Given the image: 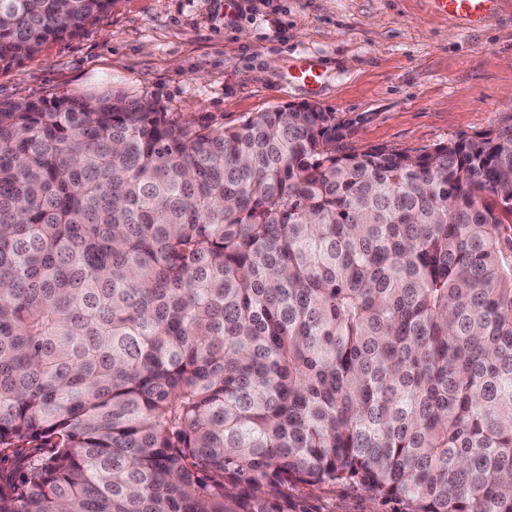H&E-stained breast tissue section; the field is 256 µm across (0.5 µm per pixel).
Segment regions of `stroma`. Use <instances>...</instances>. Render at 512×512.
<instances>
[{
  "instance_id": "stroma-1",
  "label": "stroma",
  "mask_w": 512,
  "mask_h": 512,
  "mask_svg": "<svg viewBox=\"0 0 512 512\" xmlns=\"http://www.w3.org/2000/svg\"><path fill=\"white\" fill-rule=\"evenodd\" d=\"M318 87L292 82L300 60ZM120 94L227 127L290 104L350 123L356 150L410 154L512 129V0L473 28L430 0H117L82 32L0 66V102ZM305 512H400L360 486L288 487Z\"/></svg>"
}]
</instances>
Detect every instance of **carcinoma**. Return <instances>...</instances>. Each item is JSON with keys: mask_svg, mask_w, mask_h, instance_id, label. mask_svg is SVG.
Here are the masks:
<instances>
[{"mask_svg": "<svg viewBox=\"0 0 512 512\" xmlns=\"http://www.w3.org/2000/svg\"><path fill=\"white\" fill-rule=\"evenodd\" d=\"M115 0H0V65ZM0 103V512H512V129ZM288 499L307 512H399L402 505L384 501L360 486L314 487L305 483L288 485Z\"/></svg>", "mask_w": 512, "mask_h": 512, "instance_id": "obj_1", "label": "carcinoma"}]
</instances>
